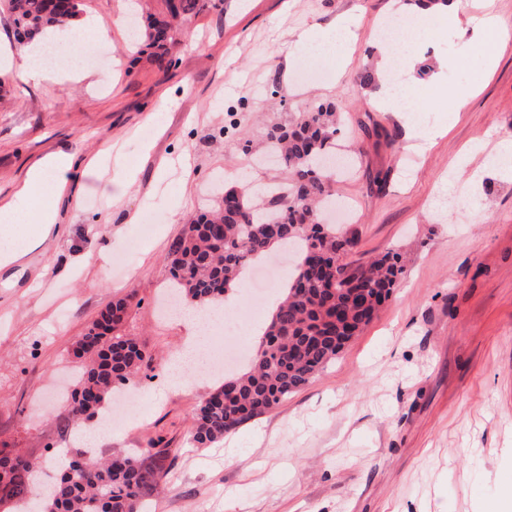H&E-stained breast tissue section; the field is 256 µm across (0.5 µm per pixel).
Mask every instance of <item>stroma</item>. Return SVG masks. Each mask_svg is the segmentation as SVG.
Listing matches in <instances>:
<instances>
[{"instance_id":"35a3bbf8","label":"stroma","mask_w":512,"mask_h":512,"mask_svg":"<svg viewBox=\"0 0 512 512\" xmlns=\"http://www.w3.org/2000/svg\"><path fill=\"white\" fill-rule=\"evenodd\" d=\"M479 2L506 23L494 63L435 26L411 53L442 69L412 85L416 109L402 119L360 84L370 34L407 14L402 0H222L175 33L165 70L131 52L128 0H85L84 17L107 37L62 33L57 77L0 75V205L51 154L81 161L107 141L137 171L117 202L98 170L69 173L81 210L61 198L63 235L0 270V448L55 479L50 450L65 439L66 411L50 406L51 391L78 369L77 337L129 296L126 332L156 363L130 383L146 405L75 449L139 454L161 441L171 468L151 512H500L512 487V172L494 163L512 135V0ZM335 23L355 36L332 47L341 70L295 38ZM274 85L287 104L266 99ZM325 101L347 148L336 199L353 210L352 221L325 220L353 238L347 261L392 250L404 274L307 385L214 447H193L189 427L217 378L198 367L165 388L161 365L189 335L161 308L168 244L225 187L287 183L285 165H258L237 141L261 146L272 125ZM270 289L261 274L245 281L212 351L250 346L245 328L264 316Z\"/></svg>"}]
</instances>
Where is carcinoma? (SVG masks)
I'll return each mask as SVG.
<instances>
[{"label": "carcinoma", "mask_w": 512, "mask_h": 512, "mask_svg": "<svg viewBox=\"0 0 512 512\" xmlns=\"http://www.w3.org/2000/svg\"><path fill=\"white\" fill-rule=\"evenodd\" d=\"M208 0H163L161 17L143 19L133 48L155 49L161 69L172 65L167 43L172 22L188 24ZM14 24L18 44L46 30L78 20L81 0H0ZM342 122L334 105L318 103L298 120L275 126L266 150L280 155L291 172L288 194L261 207L241 189L224 192L222 206L188 219L170 242L165 260L180 297L203 309L224 303L239 273L274 248L301 243V258L288 277L286 298L271 317L250 369L224 379L198 406L190 427L197 448H211L224 436L267 413L310 382L336 359L346 337L361 331L391 294L403 273L399 254L389 252L365 266L341 261L352 240L319 222L321 203L332 195L327 169ZM131 303H109L76 345L82 359L65 426L92 425L109 408L112 394L150 367L152 357L123 333ZM146 456L113 454L99 459L72 455L40 504H33L35 466L0 449V512H143L150 497L164 491L169 449L151 445Z\"/></svg>", "instance_id": "1"}]
</instances>
